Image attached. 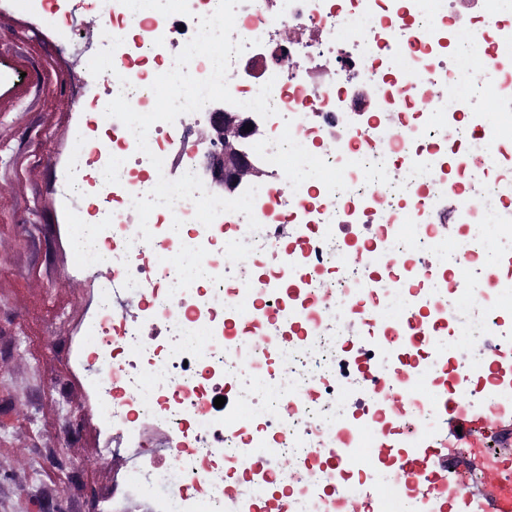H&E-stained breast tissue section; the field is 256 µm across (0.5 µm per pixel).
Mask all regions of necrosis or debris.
Wrapping results in <instances>:
<instances>
[{"mask_svg": "<svg viewBox=\"0 0 512 512\" xmlns=\"http://www.w3.org/2000/svg\"><path fill=\"white\" fill-rule=\"evenodd\" d=\"M128 0H113L105 23L123 43L105 73L103 92L86 108L104 112L118 95L146 113L155 105V71H168L176 53L194 37L200 17L218 0H154L147 14L133 13ZM488 0H243L236 9L232 40L245 44L228 72L231 95L253 99L271 84L275 113L261 122L263 133L249 151L269 170L253 204L258 230L245 215L219 214L211 226L196 225L192 201L155 208L151 241H143L133 198L159 173L152 156L170 159L177 134H190L207 110L186 113L175 123H154L148 152L131 143L115 118L105 131L79 125L89 144L88 171L66 170L74 195L104 199L112 221L98 225L85 249L107 248L112 275L98 289L87 333L94 337V363L106 379L102 422L121 434L113 456L135 460L121 488L133 493L161 487L154 512H261L280 461H288L299 486L291 512H348L350 499L333 495L341 482L385 488L367 499L369 512H446L455 500L453 480L431 481L425 470L404 471L415 449L403 428L412 419L427 425L425 442L442 440V409L428 405L424 385L452 388L457 373L475 382L457 407L466 415L496 407L512 413V331L495 310L512 305V280L480 287L481 269L468 270L470 290L451 286L461 253L489 258L512 245V210L494 199L512 187V172L490 178L481 151L467 169L455 159L483 121L475 103L482 97L480 73L464 59L482 48L497 50V104L512 112V22L486 28ZM474 32L456 39L457 29ZM322 172V179L298 183L286 177L288 161ZM118 170L112 191L100 197V176ZM479 184L481 198L469 214L473 224L491 225L484 237L472 233L449 243L441 226L465 188ZM190 225L189 235L177 227ZM313 224L318 231L305 261L316 271L308 283L318 308L297 343L281 344L279 372L266 364L267 339L281 332L269 324L264 305L284 290L282 228ZM365 236L352 237L354 226ZM194 260L205 286L184 279L164 254ZM442 266L444 275L427 277ZM337 280L326 283V275ZM138 301L136 313L121 311V296ZM429 315L435 341L424 348L401 341L391 310ZM481 309L478 318L469 309ZM161 337L147 335V327ZM472 350L451 357L460 341ZM413 367L399 373L397 362ZM496 376L481 380L485 362ZM249 391L256 412L244 421L239 402L214 400L226 388ZM366 395L358 416H348L343 397ZM158 425L177 435L170 462L140 463V429ZM380 431L385 452L356 459L344 468L313 465L315 449L331 446L348 454L366 447ZM250 483L242 494L240 482Z\"/></svg>", "mask_w": 512, "mask_h": 512, "instance_id": "1", "label": "necrosis or debris"}]
</instances>
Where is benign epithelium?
Wrapping results in <instances>:
<instances>
[{"mask_svg":"<svg viewBox=\"0 0 512 512\" xmlns=\"http://www.w3.org/2000/svg\"><path fill=\"white\" fill-rule=\"evenodd\" d=\"M208 123L205 139L209 141L210 149L206 155V165L217 185L232 193L243 181L266 175L241 148L243 140L259 132L254 115L218 109L209 114ZM248 126L252 127L249 132L246 131Z\"/></svg>","mask_w":512,"mask_h":512,"instance_id":"benign-epithelium-1","label":"benign epithelium"}]
</instances>
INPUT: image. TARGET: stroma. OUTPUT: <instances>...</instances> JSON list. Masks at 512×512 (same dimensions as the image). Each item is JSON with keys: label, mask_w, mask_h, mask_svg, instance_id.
I'll return each instance as SVG.
<instances>
[{"label": "stroma", "mask_w": 512, "mask_h": 512, "mask_svg": "<svg viewBox=\"0 0 512 512\" xmlns=\"http://www.w3.org/2000/svg\"><path fill=\"white\" fill-rule=\"evenodd\" d=\"M104 40L82 0H0V70L21 75L0 85V512H97L119 471L78 358L102 270L74 258L80 202L60 195L81 148L68 77Z\"/></svg>", "instance_id": "obj_1"}]
</instances>
